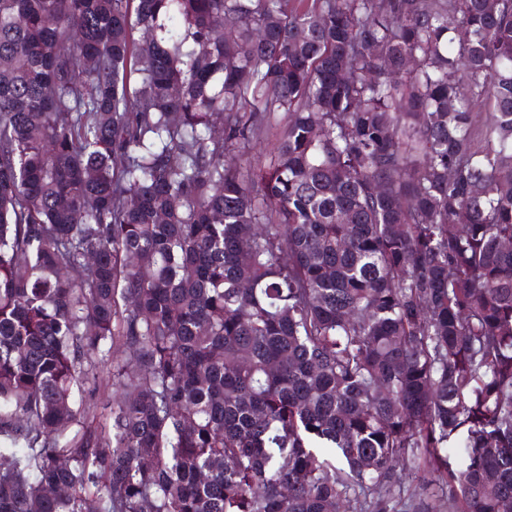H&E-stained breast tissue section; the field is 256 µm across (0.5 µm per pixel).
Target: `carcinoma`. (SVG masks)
Returning a JSON list of instances; mask_svg holds the SVG:
<instances>
[{
  "label": "carcinoma",
  "mask_w": 512,
  "mask_h": 512,
  "mask_svg": "<svg viewBox=\"0 0 512 512\" xmlns=\"http://www.w3.org/2000/svg\"><path fill=\"white\" fill-rule=\"evenodd\" d=\"M423 464L512 512V0H0V512Z\"/></svg>",
  "instance_id": "1"
}]
</instances>
